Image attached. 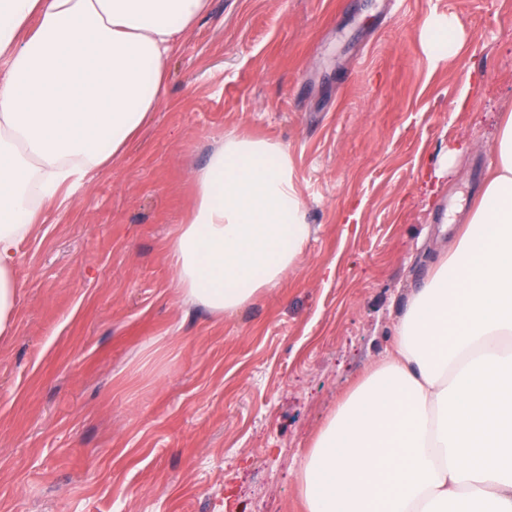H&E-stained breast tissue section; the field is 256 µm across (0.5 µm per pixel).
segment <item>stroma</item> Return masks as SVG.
Segmentation results:
<instances>
[{"label":"stroma","mask_w":512,"mask_h":512,"mask_svg":"<svg viewBox=\"0 0 512 512\" xmlns=\"http://www.w3.org/2000/svg\"><path fill=\"white\" fill-rule=\"evenodd\" d=\"M448 14L464 44L436 62ZM506 112L512 0H210L124 158L19 246L0 512H304L301 458L450 250ZM230 133L287 148L312 235L217 319L167 243ZM424 39L429 53L437 61L456 55L464 42L463 34L452 16L429 19L425 25Z\"/></svg>","instance_id":"1"}]
</instances>
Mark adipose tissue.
<instances>
[{"mask_svg":"<svg viewBox=\"0 0 512 512\" xmlns=\"http://www.w3.org/2000/svg\"><path fill=\"white\" fill-rule=\"evenodd\" d=\"M208 0H0V336L44 202L112 165L158 107ZM435 60L464 37L427 21ZM452 254L338 401L297 472L306 512H512V116ZM168 244L184 304L221 317L278 288L311 235L287 149L225 135Z\"/></svg>","mask_w":512,"mask_h":512,"instance_id":"obj_1","label":"adipose tissue"}]
</instances>
